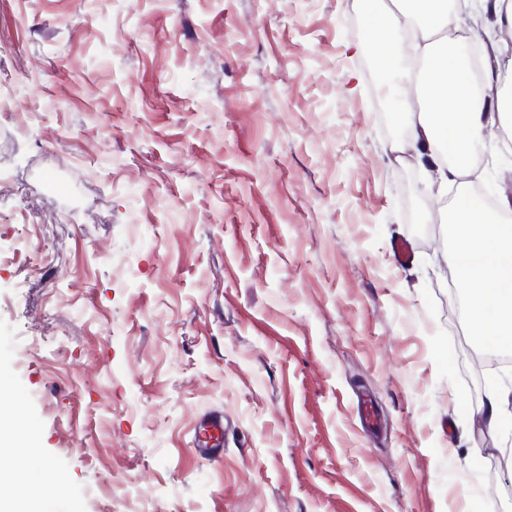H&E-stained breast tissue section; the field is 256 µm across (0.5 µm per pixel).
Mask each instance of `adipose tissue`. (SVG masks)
I'll return each instance as SVG.
<instances>
[{
	"label": "adipose tissue",
	"mask_w": 512,
	"mask_h": 512,
	"mask_svg": "<svg viewBox=\"0 0 512 512\" xmlns=\"http://www.w3.org/2000/svg\"><path fill=\"white\" fill-rule=\"evenodd\" d=\"M366 28L380 65L400 89L416 91L399 104L412 148L437 165L441 181H462L487 133L512 123V82L492 97L470 83L458 51L467 34L449 0H391L387 10L372 5ZM449 216L448 259L466 288L469 331L478 342L511 349L512 225L475 202H453Z\"/></svg>",
	"instance_id": "1"
}]
</instances>
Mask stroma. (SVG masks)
<instances>
[{
  "mask_svg": "<svg viewBox=\"0 0 512 512\" xmlns=\"http://www.w3.org/2000/svg\"><path fill=\"white\" fill-rule=\"evenodd\" d=\"M365 16L0 0V418L40 512H512L448 316V206L404 184ZM484 153L512 204V145ZM195 447L217 458L224 451V417L217 413L203 418L195 429Z\"/></svg>",
  "mask_w": 512,
  "mask_h": 512,
  "instance_id": "35a3bbf8",
  "label": "stroma"
}]
</instances>
